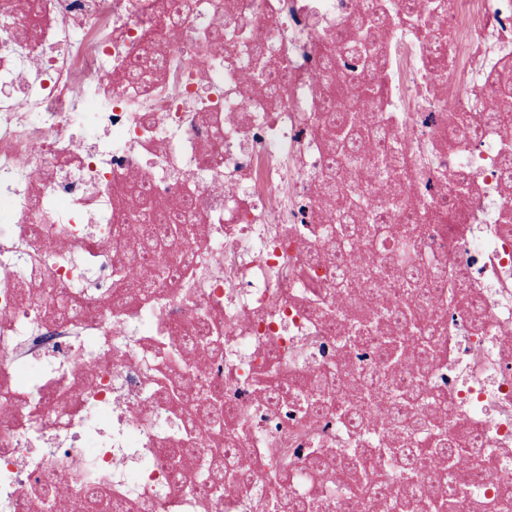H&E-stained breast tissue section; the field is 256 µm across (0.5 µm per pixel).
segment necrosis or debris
Returning <instances> with one entry per match:
<instances>
[{"mask_svg":"<svg viewBox=\"0 0 512 512\" xmlns=\"http://www.w3.org/2000/svg\"><path fill=\"white\" fill-rule=\"evenodd\" d=\"M435 59L421 28L392 22L377 41L389 66L379 96L358 102L394 133L417 213L413 242L436 267L434 365L396 369L433 415L496 459L452 512L476 499L512 512V182L500 143L512 112L489 117L483 95L512 71V0H448ZM355 0H0V512H41L47 474L71 496L93 487L127 512H392L388 499L351 501L336 486V451L367 444L347 420L311 415L310 381L381 372L378 335L350 342L310 312L311 291L345 307L335 261L303 266L329 223L317 186L329 167L318 117L333 92L320 72ZM286 79L275 97L255 75L253 40ZM163 68L142 84L128 71L143 50ZM477 120L449 146L448 116ZM474 174L449 220L448 174ZM193 187L185 246L195 273L112 307L113 271L139 260L127 233L138 187L168 204ZM464 280L476 307L448 309ZM74 305L49 311L54 297ZM217 325L221 352L172 360L199 320ZM219 387L248 451V492L193 483L200 444L184 412L159 398L151 371ZM93 458L95 467L80 463ZM323 458L324 469L312 461Z\"/></svg>","mask_w":512,"mask_h":512,"instance_id":"1","label":"necrosis or debris"}]
</instances>
